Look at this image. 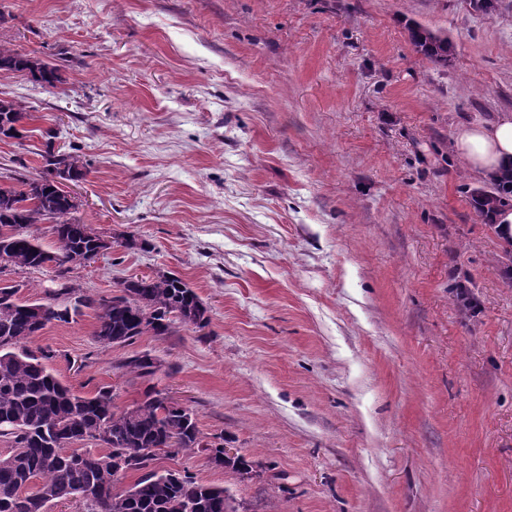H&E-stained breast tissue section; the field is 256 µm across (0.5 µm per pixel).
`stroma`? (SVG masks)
Listing matches in <instances>:
<instances>
[{
	"label": "stroma",
	"mask_w": 512,
	"mask_h": 512,
	"mask_svg": "<svg viewBox=\"0 0 512 512\" xmlns=\"http://www.w3.org/2000/svg\"><path fill=\"white\" fill-rule=\"evenodd\" d=\"M412 22L448 36L449 66ZM0 41L64 78L0 73L28 113L0 185L56 129L89 170L66 186L76 219L112 240L69 284L108 299L171 272L210 309L204 330L107 348L86 308L32 348L122 408L145 388L124 361L150 353L158 389L264 465L244 480L196 451L156 469L247 512H512V276L453 145L512 112V0H0ZM410 39L415 50L425 58L442 66H448L453 48L447 36L420 24L409 26Z\"/></svg>",
	"instance_id": "1"
}]
</instances>
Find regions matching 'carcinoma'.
<instances>
[{"mask_svg":"<svg viewBox=\"0 0 512 512\" xmlns=\"http://www.w3.org/2000/svg\"><path fill=\"white\" fill-rule=\"evenodd\" d=\"M415 50L425 58L448 65L453 48L448 37L420 24L409 26ZM0 71L18 73L46 88L63 82L61 67L40 57L0 44ZM26 116L23 105L0 97V140L23 137L18 125ZM57 132L47 131L41 171L22 180L23 188L0 186V256L15 268L80 264L88 254L105 247V238L92 225L72 214L76 197L63 182H78L86 168L77 157L57 150ZM469 202L489 227L503 208H512V169L486 175L468 189ZM52 223L57 250L44 249L28 232L33 224ZM12 291L8 312L0 310V438L11 443L0 455V512H47L59 501L80 497L84 512H240L241 503L226 488L203 483L187 472L159 474L150 469L160 454L176 456L205 451L216 468L241 475H260L263 466L242 455L224 457V437L207 441L192 410L148 386L140 401L127 408L115 404L113 390L101 388L92 396L74 392L47 367L56 354L33 351L34 336L54 322H69L81 308L99 310L94 336L105 347L125 346L144 335L165 336L175 321L203 329L208 308L179 276L159 273L132 276L120 283L119 294L96 300L66 282L45 294V300L17 297ZM129 371L151 378L161 367L148 353L129 358ZM91 441L100 453L75 447ZM141 473L133 485H123L130 473ZM36 490L29 491L31 484ZM112 490L108 504L99 492Z\"/></svg>","mask_w":512,"mask_h":512,"instance_id":"obj_1","label":"carcinoma"}]
</instances>
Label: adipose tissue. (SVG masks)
<instances>
[{
	"label": "adipose tissue",
	"mask_w": 512,
	"mask_h": 512,
	"mask_svg": "<svg viewBox=\"0 0 512 512\" xmlns=\"http://www.w3.org/2000/svg\"><path fill=\"white\" fill-rule=\"evenodd\" d=\"M455 149L481 175L512 166V113H500L487 123L462 125Z\"/></svg>",
	"instance_id": "ef3b65f1"
}]
</instances>
